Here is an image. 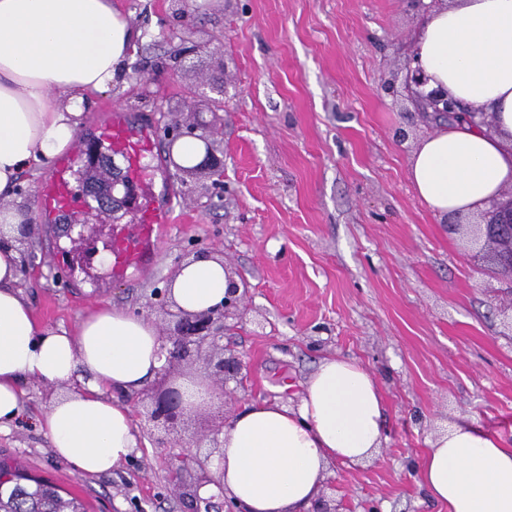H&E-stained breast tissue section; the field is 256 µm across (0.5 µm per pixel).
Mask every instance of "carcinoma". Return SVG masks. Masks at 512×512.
<instances>
[{
    "label": "carcinoma",
    "mask_w": 512,
    "mask_h": 512,
    "mask_svg": "<svg viewBox=\"0 0 512 512\" xmlns=\"http://www.w3.org/2000/svg\"><path fill=\"white\" fill-rule=\"evenodd\" d=\"M0 499L11 502L14 512H86L77 498L63 497L55 485L6 461H0Z\"/></svg>",
    "instance_id": "carcinoma-1"
}]
</instances>
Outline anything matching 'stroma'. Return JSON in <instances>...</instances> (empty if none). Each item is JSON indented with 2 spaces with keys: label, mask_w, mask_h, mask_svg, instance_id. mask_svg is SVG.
Wrapping results in <instances>:
<instances>
[{
  "label": "stroma",
  "mask_w": 512,
  "mask_h": 512,
  "mask_svg": "<svg viewBox=\"0 0 512 512\" xmlns=\"http://www.w3.org/2000/svg\"><path fill=\"white\" fill-rule=\"evenodd\" d=\"M116 4L141 37L132 66L91 98L81 134L92 138L113 107L159 129L216 116L224 177L218 184L208 170H176L161 137L156 187L177 206L155 265L116 281L102 261L88 274L57 261L68 241L36 210L54 168L25 172L11 204L32 225L19 286L37 321L71 330L114 306L165 329L154 290L196 252L223 256L251 286L245 319L224 336L244 361L246 400L296 406L308 375L330 356L359 361L378 382L383 445L362 463L332 462L324 494L348 512H448L421 488L417 461L460 417L512 448V324L466 228L488 213L439 218L410 180L409 156L435 129L402 85L425 8L419 0ZM136 67L153 80L149 98L131 76ZM205 80L240 93L214 110L201 94ZM200 375V366H186L140 392H113L131 408L141 443L101 475L54 455L35 423L73 384L26 382L25 414L0 431V460H19L89 512H192L169 481L171 449L157 446L143 412L163 379Z\"/></svg>",
  "instance_id": "35a3bbf8"
}]
</instances>
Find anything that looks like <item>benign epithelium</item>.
I'll return each mask as SVG.
<instances>
[{
  "mask_svg": "<svg viewBox=\"0 0 512 512\" xmlns=\"http://www.w3.org/2000/svg\"><path fill=\"white\" fill-rule=\"evenodd\" d=\"M428 78L419 67L407 65L404 74V88L426 112L438 116L450 113L448 93L440 89L425 90ZM207 134L199 135L195 128L170 136L171 143L181 137H192L205 145V158L208 163L212 157L213 140L216 136L215 124L205 126ZM107 154L95 147L85 152V168L95 172V176L86 180V197L93 202L98 212L110 214L114 208L126 203V197H118L114 190L117 186H127L125 179L117 175L112 164L106 160ZM479 232L493 246L491 257L499 272L510 275L503 282L500 291L512 296V195L507 199L493 204L489 220L478 225ZM170 289H155L154 296L159 298L161 308L171 317L165 340L166 363L162 371L167 372L174 366L185 362L198 364L206 374V378L217 388L220 394L230 401L238 399V393L248 389L247 375L243 374L244 363L241 355L224 344V332L231 329L245 315L249 285L243 281L229 282L224 293V301L220 304L197 313H190L181 308L170 310L174 302L169 300ZM198 406L189 402L183 386L171 383L160 387L152 398L149 419L156 426L169 430L178 419L196 412ZM170 481L173 488L195 503L193 512H241L235 502L224 497L221 502L202 499L198 489L211 481L213 477L202 462L195 461L190 453H173L170 455ZM197 462L198 473L194 481L186 483L183 471L192 462Z\"/></svg>",
  "mask_w": 512,
  "mask_h": 512,
  "instance_id": "7a95c632",
  "label": "benign epithelium"
}]
</instances>
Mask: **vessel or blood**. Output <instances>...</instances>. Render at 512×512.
I'll use <instances>...</instances> for the list:
<instances>
[{
    "instance_id": "obj_1",
    "label": "vessel or blood",
    "mask_w": 512,
    "mask_h": 512,
    "mask_svg": "<svg viewBox=\"0 0 512 512\" xmlns=\"http://www.w3.org/2000/svg\"><path fill=\"white\" fill-rule=\"evenodd\" d=\"M97 139L113 155L121 157L131 181L143 188V197L132 229H118L108 247L112 255V277L125 279L128 272L150 268L164 224L170 220L172 198L159 196L155 191V171L150 170L146 158L156 156L159 134L151 127H141L129 121L122 111H112L97 129ZM83 145H76L74 155L62 162L38 194L39 207L45 213L64 216L81 223L89 215L81 205L75 177L76 158L82 155Z\"/></svg>"
}]
</instances>
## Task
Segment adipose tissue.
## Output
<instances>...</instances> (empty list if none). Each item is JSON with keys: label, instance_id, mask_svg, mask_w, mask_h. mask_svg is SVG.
I'll list each match as a JSON object with an SVG mask.
<instances>
[{"label": "adipose tissue", "instance_id": "obj_1", "mask_svg": "<svg viewBox=\"0 0 512 512\" xmlns=\"http://www.w3.org/2000/svg\"><path fill=\"white\" fill-rule=\"evenodd\" d=\"M136 34L113 0H0V199L21 173L64 155L85 121L84 105L104 92L135 50ZM428 86L491 126L455 122L426 136L409 160L418 196L439 216L487 208L512 183V0H452L428 12L414 40ZM25 221L0 212V429L23 415L22 384L86 387L56 400L36 421L56 456L101 474L138 447L128 406L108 390L134 393L165 364L150 319L108 307L75 331L41 325L18 283L14 244ZM230 272L218 256L183 262L170 289L189 312L219 304ZM384 403L371 372L340 357L320 361L298 408L266 400L227 422L210 470L241 512H306L328 465L358 463L381 448ZM421 484L448 512H512V448L467 420L449 423L419 462Z\"/></svg>", "mask_w": 512, "mask_h": 512}]
</instances>
